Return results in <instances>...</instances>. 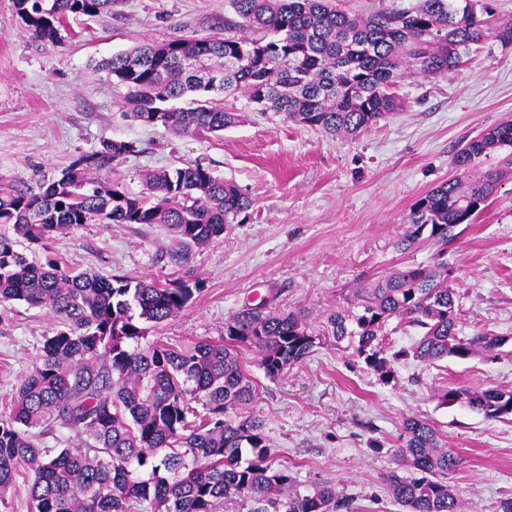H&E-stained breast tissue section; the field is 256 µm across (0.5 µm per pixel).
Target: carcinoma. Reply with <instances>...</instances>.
<instances>
[{
	"instance_id": "1",
	"label": "carcinoma",
	"mask_w": 512,
	"mask_h": 512,
	"mask_svg": "<svg viewBox=\"0 0 512 512\" xmlns=\"http://www.w3.org/2000/svg\"><path fill=\"white\" fill-rule=\"evenodd\" d=\"M112 2L14 0L27 30L52 43L67 19L102 16ZM230 2L238 20L227 22L222 35L146 41L101 64L127 89L135 121L183 135L219 133L244 114L215 98L184 106L179 100L239 94L261 112L353 138L401 109L395 89L404 79L457 70L489 37L512 44V25L493 20L494 0H416L368 16L351 15L336 0ZM503 149L510 153L501 166L467 183L445 181L410 209L397 246L429 241L434 265L396 270L354 289L317 328L303 310L263 304L233 314L218 341L144 345V324L176 317L200 291L193 275L160 283L80 271L52 256L33 263L0 232V306L21 302L58 324L21 378L9 415L0 416V512H9L22 487L34 512H219L234 500L247 512L349 508L335 486L304 488L288 466L274 464L263 421L245 413L258 391L242 351L256 352L274 379L332 338L388 377L386 327L396 320L422 332L393 353L396 359L432 364L480 352L498 356L509 337L460 335L444 257L452 230L472 223L512 171V122L456 152L453 165L466 174ZM133 152L130 143L110 141L34 187L0 185V226L43 243L92 222L163 224L184 260L246 219L252 200L199 162L148 170L141 190L129 192L111 174ZM439 398L488 420L512 419V390L448 387ZM57 430L67 432L66 447L40 445L41 436ZM397 454L411 474L393 472L388 481L404 512H460L459 494L448 485L458 461L432 422L406 419Z\"/></svg>"
}]
</instances>
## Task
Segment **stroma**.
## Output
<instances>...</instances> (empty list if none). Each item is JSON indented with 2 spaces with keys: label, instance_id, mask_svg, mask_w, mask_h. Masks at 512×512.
Returning a JSON list of instances; mask_svg holds the SVG:
<instances>
[{
  "label": "stroma",
  "instance_id": "stroma-1",
  "mask_svg": "<svg viewBox=\"0 0 512 512\" xmlns=\"http://www.w3.org/2000/svg\"><path fill=\"white\" fill-rule=\"evenodd\" d=\"M233 16L229 0H115L107 16L68 19L53 45L31 36L13 0H0V184H34L104 142L126 141L135 152L112 177L129 191L140 190L144 170L197 161L253 201L245 221L185 262L160 224L91 223L45 245L17 243L30 260L56 255L104 276L166 282L192 272L199 293L178 316L148 326L151 342L221 339L236 311L262 301L317 320L360 282L431 264L429 243L396 246L409 209L456 177L452 158L465 141L512 120V45L490 38L460 70L403 81L402 111L353 139L259 112L243 97L231 105L244 121L217 135L134 122L124 87L100 63L146 40L223 33ZM456 231L447 260L460 333L508 337L507 353L432 365L400 360L383 378L330 339L275 380L256 353H243L259 386L249 411L264 421L274 457L302 486L334 485L354 512H401L387 477L410 473L395 450L411 416L433 422L457 458L448 482L462 512H499L512 498V420L436 397L448 385L512 388V176ZM56 326L23 303L0 309V415Z\"/></svg>",
  "mask_w": 512,
  "mask_h": 512
}]
</instances>
